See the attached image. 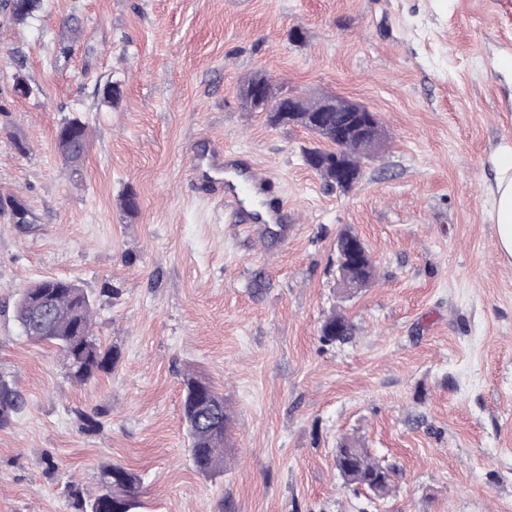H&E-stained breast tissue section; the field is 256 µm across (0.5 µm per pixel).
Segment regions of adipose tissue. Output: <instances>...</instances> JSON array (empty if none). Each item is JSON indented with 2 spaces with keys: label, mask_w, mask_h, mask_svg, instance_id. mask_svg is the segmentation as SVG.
Segmentation results:
<instances>
[{
  "label": "adipose tissue",
  "mask_w": 512,
  "mask_h": 512,
  "mask_svg": "<svg viewBox=\"0 0 512 512\" xmlns=\"http://www.w3.org/2000/svg\"><path fill=\"white\" fill-rule=\"evenodd\" d=\"M494 177L488 187L496 247L500 256L512 257V146H502L492 157Z\"/></svg>",
  "instance_id": "adipose-tissue-1"
}]
</instances>
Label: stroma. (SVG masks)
Masks as SVG:
<instances>
[{
  "mask_svg": "<svg viewBox=\"0 0 512 512\" xmlns=\"http://www.w3.org/2000/svg\"><path fill=\"white\" fill-rule=\"evenodd\" d=\"M4 3L0 196L33 221L0 212V372L25 402L0 427V512H71L68 486L94 493L113 463L140 477L141 512H512V262L485 181L512 144V0H43L20 25ZM256 72L377 113L386 137L350 190L305 164L312 133L243 108ZM72 116L76 171L55 148ZM210 140L274 178L289 233L252 236L189 181ZM348 228L376 266L357 293L336 271ZM48 277L92 296L111 372L72 382L21 332L15 295ZM335 310L344 343L320 336ZM190 374L232 416L216 476L190 455ZM347 437L392 469V496L345 485ZM78 122L79 128L72 131V124ZM57 150L66 166L77 168L82 163L88 149V130L85 123L77 119L67 121L57 133Z\"/></svg>",
  "mask_w": 512,
  "mask_h": 512,
  "instance_id": "35a3bbf8",
  "label": "stroma"
}]
</instances>
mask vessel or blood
Masks as SVG:
<instances>
[{"mask_svg":"<svg viewBox=\"0 0 512 512\" xmlns=\"http://www.w3.org/2000/svg\"><path fill=\"white\" fill-rule=\"evenodd\" d=\"M193 177L204 181L209 196L223 203L229 223L260 233L265 225L294 219L287 201L267 203L271 180L241 166L233 153L225 151L223 143H213L206 160L195 162Z\"/></svg>","mask_w":512,"mask_h":512,"instance_id":"b4317fda","label":"vessel or blood"}]
</instances>
